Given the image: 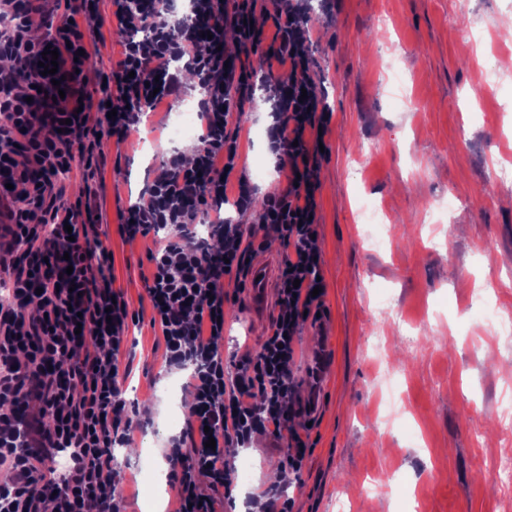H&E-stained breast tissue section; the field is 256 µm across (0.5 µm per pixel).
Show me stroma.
Masks as SVG:
<instances>
[{
	"label": "stroma",
	"mask_w": 512,
	"mask_h": 512,
	"mask_svg": "<svg viewBox=\"0 0 512 512\" xmlns=\"http://www.w3.org/2000/svg\"><path fill=\"white\" fill-rule=\"evenodd\" d=\"M302 25L313 50L315 91L331 114L316 194L325 295L300 336V365L329 347L316 414L304 409L312 387L300 379L294 423L313 445L289 487L293 512H512V487L492 477L512 451L500 421L512 405V345L485 315L512 319V175L496 164L500 128L472 94L481 87L470 42L512 28V0H308ZM113 0H97L81 21L89 66L83 91L99 89L122 57L124 35ZM258 77L238 95L237 172L256 188L245 217L258 223L266 193L286 185L276 168ZM148 112L126 137H102L92 169L74 164L63 198L89 201L90 217L112 253V287L138 318L119 356L124 417L137 422L131 449L115 451L123 512H146L155 495L174 512V487L155 471L170 435L184 427L189 373L165 364V344L145 287L152 272L143 238L129 241L121 213L168 171L181 151L170 125L185 102ZM382 206L384 244L362 241L361 200ZM222 353L258 346L275 305L254 314L247 276L224 279ZM424 440L414 447L409 427ZM249 461L248 482L231 492L202 486L217 512H255L267 476L286 451L271 435L236 449L231 468ZM403 483L406 498L384 491Z\"/></svg>",
	"instance_id": "1"
}]
</instances>
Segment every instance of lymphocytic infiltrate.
Here are the masks:
<instances>
[{
  "instance_id": "1",
  "label": "lymphocytic infiltrate",
  "mask_w": 512,
  "mask_h": 512,
  "mask_svg": "<svg viewBox=\"0 0 512 512\" xmlns=\"http://www.w3.org/2000/svg\"><path fill=\"white\" fill-rule=\"evenodd\" d=\"M97 0H69L70 17L55 29L18 0H0V116L8 127L0 137L20 135L26 158L0 151V187L9 186L15 204L14 242L24 258L0 254L8 283L0 295V512H121L112 485V450L131 443L132 420H121L119 355L136 315L112 288L111 253L81 204L69 205L55 190L56 176L75 160L92 163L101 132L125 133L140 122L127 106L139 99L155 105L180 90L170 59L188 57L197 78L218 76L203 101L207 133L191 161L175 155L166 178L157 181L140 205L127 211L121 231L128 238L153 236L148 296L166 344V364L190 372L193 403L186 426L170 443L169 478L178 487L177 512H216L201 499L200 482L231 488L224 451L250 443L258 432L284 440L288 474L300 472L308 448L292 425L295 341L305 315L320 305L313 290L321 275L316 171L319 131L330 115L310 88L313 78L294 12L274 14L269 56L288 68L279 111L269 132L285 188L267 194L262 220L285 252L278 281V313L257 350L241 354L235 375H226L219 340L224 331L228 270L243 272L252 244L243 225L225 223L220 211L233 202L252 204L254 189L239 181L228 198L225 174L234 168L237 137L228 130L232 94L250 77L245 67L226 62L217 48L234 32L241 54L261 43L258 0H189L179 30L153 22L149 41L124 44L116 84H103L95 112L79 108L80 79L75 60L83 34L73 18L93 13ZM43 38H35V30ZM212 34L201 49L199 30ZM58 53L60 85L48 83L33 65L46 42ZM88 127L92 137L73 136ZM216 211L207 239H199L200 206ZM37 414L26 417L29 405ZM215 448H207L208 439ZM68 453L66 466L45 471L47 461Z\"/></svg>"
}]
</instances>
